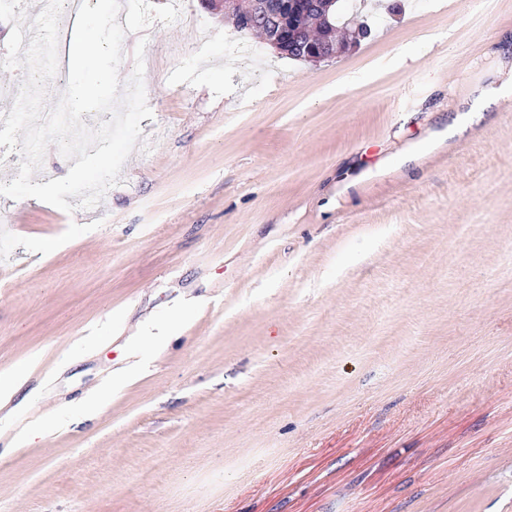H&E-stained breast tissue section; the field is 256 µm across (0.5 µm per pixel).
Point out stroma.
<instances>
[{
  "label": "stroma",
  "instance_id": "35a3bbf8",
  "mask_svg": "<svg viewBox=\"0 0 512 512\" xmlns=\"http://www.w3.org/2000/svg\"><path fill=\"white\" fill-rule=\"evenodd\" d=\"M179 5L101 202L0 195V512H512V0L319 63Z\"/></svg>",
  "mask_w": 512,
  "mask_h": 512
}]
</instances>
